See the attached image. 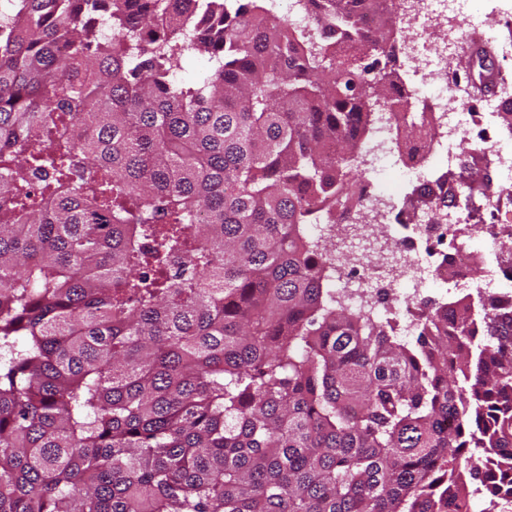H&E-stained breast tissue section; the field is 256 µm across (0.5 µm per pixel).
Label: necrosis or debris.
<instances>
[{"label":"necrosis or debris","mask_w":512,"mask_h":512,"mask_svg":"<svg viewBox=\"0 0 512 512\" xmlns=\"http://www.w3.org/2000/svg\"><path fill=\"white\" fill-rule=\"evenodd\" d=\"M403 38L399 51L407 66L403 84L418 97L422 139L420 163H406L405 175L420 184L458 165L463 143L473 153L492 157L499 183H512V134L501 133L499 99L490 97L480 112L470 111L453 94L448 80L451 47L462 32L442 28L449 13L473 18L479 0H404ZM489 136L471 141L474 125ZM402 129L389 113H380L366 144L360 167L365 172L349 206L335 212L329 200L307 201L312 237L335 241L342 253L331 286L348 311L388 322L399 336L414 335L436 284L468 287L476 307L492 301L512 302V260L493 252L492 278L475 282L467 221L437 224L433 209L412 205L409 198L387 189L397 162Z\"/></svg>","instance_id":"obj_1"}]
</instances>
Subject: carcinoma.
Wrapping results in <instances>:
<instances>
[{
    "label": "carcinoma",
    "mask_w": 512,
    "mask_h": 512,
    "mask_svg": "<svg viewBox=\"0 0 512 512\" xmlns=\"http://www.w3.org/2000/svg\"><path fill=\"white\" fill-rule=\"evenodd\" d=\"M9 2L0 512H469L483 492L491 512L512 496V309L462 299L400 342L309 264L305 201L345 206L374 114L398 107L418 133L393 0H300L313 35L265 0ZM192 51L213 67L178 82ZM462 152L418 202L490 201Z\"/></svg>",
    "instance_id": "obj_1"
}]
</instances>
